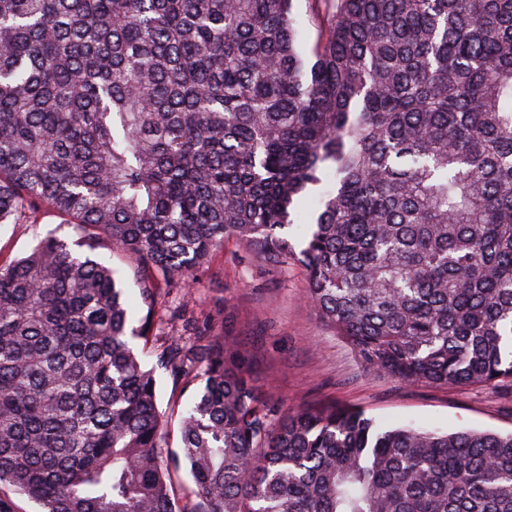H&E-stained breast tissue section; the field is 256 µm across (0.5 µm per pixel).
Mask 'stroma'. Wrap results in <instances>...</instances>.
I'll return each instance as SVG.
<instances>
[{
    "label": "stroma",
    "mask_w": 512,
    "mask_h": 512,
    "mask_svg": "<svg viewBox=\"0 0 512 512\" xmlns=\"http://www.w3.org/2000/svg\"><path fill=\"white\" fill-rule=\"evenodd\" d=\"M53 235L75 239L71 225L49 209L30 224L0 225V256L27 254ZM301 267L287 273L253 260L229 239L190 288H174L158 310L157 334L177 336L179 304L208 319L213 334L230 336L249 359V377L278 413L325 404L358 408L382 424L453 432H512V394L494 386L407 385L367 370L352 348L322 323L306 298Z\"/></svg>",
    "instance_id": "35a3bbf8"
}]
</instances>
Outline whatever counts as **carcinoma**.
I'll use <instances>...</instances> for the list:
<instances>
[{
	"instance_id": "cac0c4a2",
	"label": "carcinoma",
	"mask_w": 512,
	"mask_h": 512,
	"mask_svg": "<svg viewBox=\"0 0 512 512\" xmlns=\"http://www.w3.org/2000/svg\"><path fill=\"white\" fill-rule=\"evenodd\" d=\"M292 7L0 0V224L77 236L0 259V512H512V433L279 416L234 338L158 342L234 237L368 370L512 388V0H312L309 67Z\"/></svg>"
}]
</instances>
